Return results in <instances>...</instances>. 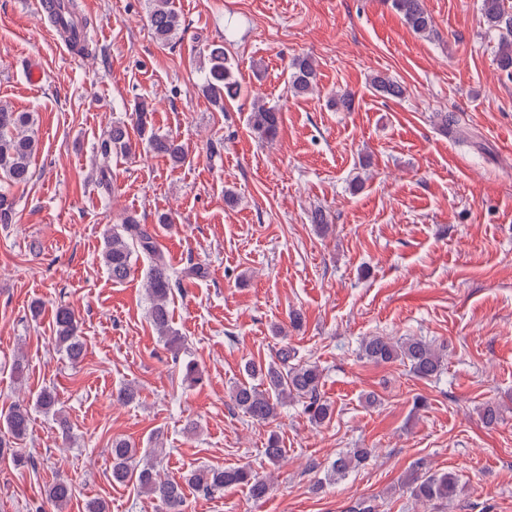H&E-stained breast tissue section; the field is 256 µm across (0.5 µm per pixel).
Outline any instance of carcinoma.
I'll return each mask as SVG.
<instances>
[{
	"label": "carcinoma",
	"instance_id": "obj_1",
	"mask_svg": "<svg viewBox=\"0 0 512 512\" xmlns=\"http://www.w3.org/2000/svg\"><path fill=\"white\" fill-rule=\"evenodd\" d=\"M392 7L402 15L406 25L416 34L428 36L436 32L434 19L424 5V0H391ZM483 19L492 30L501 32L496 52L499 69L512 75V13L505 7V0H482ZM74 5L69 0H59V10L54 23L74 34L78 24L73 19ZM147 22L158 43L169 44L176 38L181 27V18L172 0H149ZM207 65L202 73L199 88L219 108L233 101L241 94L231 59L224 50V44L212 43L206 50ZM289 71L288 89L295 97L313 92L318 84L314 60L307 54H298L287 64ZM370 87L375 94L389 98L403 95V86L387 74H376L371 78ZM149 110L145 101L134 103L130 123L118 122L112 125L107 136L98 144L97 151L105 159L112 155H130L136 151L137 143L130 136L128 125H133L140 139L147 141L148 148L166 156L174 163L185 160L182 144L168 135H159L148 128ZM438 126L449 132L460 128V120L453 112L437 115ZM250 123L258 138L266 143L275 141L279 134L281 110L274 106L257 104L250 115ZM34 118L30 112H16L0 105V176L12 185L27 183L31 178V159L39 149V139L33 130ZM15 216L14 199L6 191H0V224L13 223ZM139 252L147 257L145 274L147 295L151 301L150 321L156 332L164 339L173 358L184 345L183 337L172 327L169 302L173 291L181 287L185 274L174 269L159 250L155 232L149 225L140 223L137 216L127 214L120 224L113 227L104 237L102 259L112 280L121 282L130 274L133 255ZM56 343L66 356L76 362L83 355L84 341L79 335L80 322L75 312L62 305L55 315ZM362 357L374 363L400 362L409 367V372L420 379L435 377L444 366L441 350L420 338H407L393 342L384 336H366L361 341ZM295 351L283 345L276 353V359L269 363L253 359L245 362L243 371L247 380L232 389L233 405L258 423L269 422L278 415V410L290 400L302 403L307 419L322 425L331 419L332 404L322 393L323 373L318 366L295 362ZM37 408L53 413L63 434L70 433L67 420L62 416L59 401L54 390L43 388L35 398ZM31 408L17 403L0 414V449L10 448L23 440L29 429ZM109 453L112 457V483L126 485L130 482L153 497L161 504V512H183L184 492L181 483L160 475L156 460L162 453L160 448H146L143 454L127 440L112 439ZM370 448H355L332 462V475L344 476L364 464L371 456ZM188 485L208 495L224 492L229 486L248 487L251 496L261 499L266 496L269 484L244 467L193 470L186 479ZM411 496L423 503L448 502L457 493L459 479L452 472L441 474L413 473L405 483ZM72 494L70 484L64 479L53 482L45 491L51 512H64Z\"/></svg>",
	"mask_w": 512,
	"mask_h": 512
}]
</instances>
